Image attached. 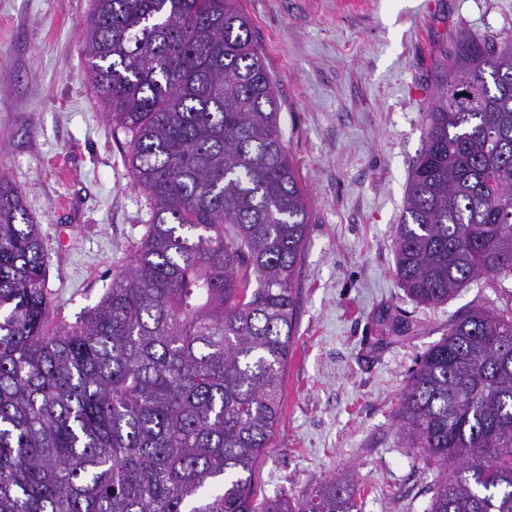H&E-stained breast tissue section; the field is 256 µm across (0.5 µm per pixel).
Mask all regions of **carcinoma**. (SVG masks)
Listing matches in <instances>:
<instances>
[{
	"mask_svg": "<svg viewBox=\"0 0 512 512\" xmlns=\"http://www.w3.org/2000/svg\"><path fill=\"white\" fill-rule=\"evenodd\" d=\"M88 77L149 209L140 246L72 325L0 173V512H356L354 477L258 499L280 421L311 228L276 86L240 0H93ZM396 227V276L438 305L512 276V40L433 62ZM437 466L425 512H512V307L471 310L393 412Z\"/></svg>",
	"mask_w": 512,
	"mask_h": 512,
	"instance_id": "cac0c4a2",
	"label": "carcinoma"
}]
</instances>
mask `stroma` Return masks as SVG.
Wrapping results in <instances>:
<instances>
[{
  "label": "stroma",
  "instance_id": "1",
  "mask_svg": "<svg viewBox=\"0 0 512 512\" xmlns=\"http://www.w3.org/2000/svg\"><path fill=\"white\" fill-rule=\"evenodd\" d=\"M274 76L312 227L297 334L258 496L359 483L362 512H424L434 463L393 417L450 318L512 305V277L425 306L395 275V226L426 132L432 65L458 34L512 36V0H241ZM92 0H0V171L40 226L50 316L75 323L131 259L146 198L88 79Z\"/></svg>",
  "mask_w": 512,
  "mask_h": 512
}]
</instances>
